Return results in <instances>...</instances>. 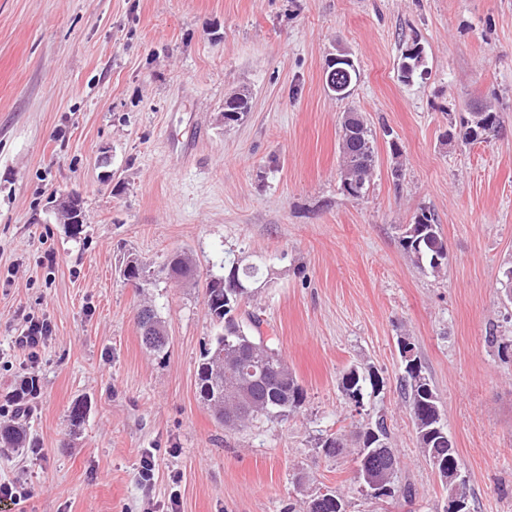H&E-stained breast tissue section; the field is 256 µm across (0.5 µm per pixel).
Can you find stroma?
<instances>
[{"mask_svg":"<svg viewBox=\"0 0 512 512\" xmlns=\"http://www.w3.org/2000/svg\"><path fill=\"white\" fill-rule=\"evenodd\" d=\"M412 45L424 73L406 82ZM340 47L360 72L342 100L324 82ZM243 90L249 112L225 124V98ZM478 104L500 133L447 140ZM350 110L378 153L360 199L338 181ZM71 190L84 201L77 238L50 202ZM423 208L448 244L439 275L399 244ZM176 250L195 286L162 273ZM130 255L155 270L149 287L124 280ZM234 262L260 269L239 318H262L307 399L287 419L228 428L196 380L217 332L206 284ZM510 266L512 0H0V399L39 379L29 447L0 450V482L30 495L0 512H147L176 471L180 512H306L326 488L347 512H445L399 392L402 337L436 388L470 512H512ZM145 304L167 322L163 353L141 343ZM32 316L53 327L34 365L13 345ZM353 366L383 386L359 411L338 388ZM381 416L412 500L367 496L355 448L317 445ZM414 49V50H413ZM424 65L422 51L417 48H409L402 53L400 62L401 77L405 81H410L415 75L421 73V67Z\"/></svg>","mask_w":512,"mask_h":512,"instance_id":"35a3bbf8","label":"stroma"}]
</instances>
